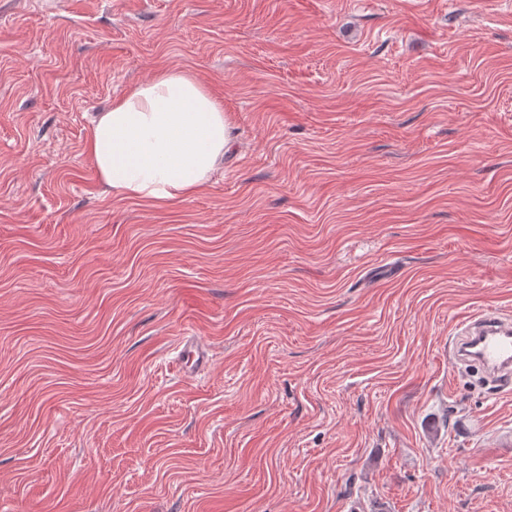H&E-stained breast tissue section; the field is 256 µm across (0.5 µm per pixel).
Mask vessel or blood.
I'll return each instance as SVG.
<instances>
[{
    "instance_id": "1",
    "label": "vessel or blood",
    "mask_w": 512,
    "mask_h": 512,
    "mask_svg": "<svg viewBox=\"0 0 512 512\" xmlns=\"http://www.w3.org/2000/svg\"><path fill=\"white\" fill-rule=\"evenodd\" d=\"M209 361L207 348L192 338L184 339L179 353V369L192 377ZM448 363L472 364L504 389L512 388V316L487 311L461 319L448 345Z\"/></svg>"
}]
</instances>
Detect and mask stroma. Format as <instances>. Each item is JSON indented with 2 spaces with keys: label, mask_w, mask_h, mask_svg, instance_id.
Listing matches in <instances>:
<instances>
[{
  "label": "stroma",
  "mask_w": 512,
  "mask_h": 512,
  "mask_svg": "<svg viewBox=\"0 0 512 512\" xmlns=\"http://www.w3.org/2000/svg\"><path fill=\"white\" fill-rule=\"evenodd\" d=\"M170 69L223 164L103 193L92 115ZM489 307L512 0H0V512H512V395L448 367ZM209 361L207 348L193 338H186L181 342L179 353V369L188 377H193L206 366Z\"/></svg>",
  "instance_id": "obj_1"
}]
</instances>
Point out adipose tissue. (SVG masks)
Listing matches in <instances>:
<instances>
[{
	"label": "adipose tissue",
	"mask_w": 512,
	"mask_h": 512,
	"mask_svg": "<svg viewBox=\"0 0 512 512\" xmlns=\"http://www.w3.org/2000/svg\"><path fill=\"white\" fill-rule=\"evenodd\" d=\"M228 142L223 107L188 72L166 70L96 114L86 152L106 192L176 202L207 186Z\"/></svg>",
	"instance_id": "adipose-tissue-1"
}]
</instances>
